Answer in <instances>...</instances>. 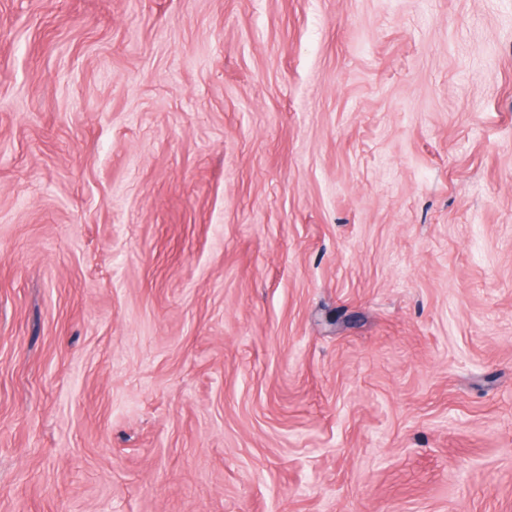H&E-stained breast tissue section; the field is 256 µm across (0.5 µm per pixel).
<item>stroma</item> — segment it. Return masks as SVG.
Returning <instances> with one entry per match:
<instances>
[{
    "label": "stroma",
    "mask_w": 512,
    "mask_h": 512,
    "mask_svg": "<svg viewBox=\"0 0 512 512\" xmlns=\"http://www.w3.org/2000/svg\"><path fill=\"white\" fill-rule=\"evenodd\" d=\"M0 512H512V0H0Z\"/></svg>",
    "instance_id": "obj_1"
}]
</instances>
